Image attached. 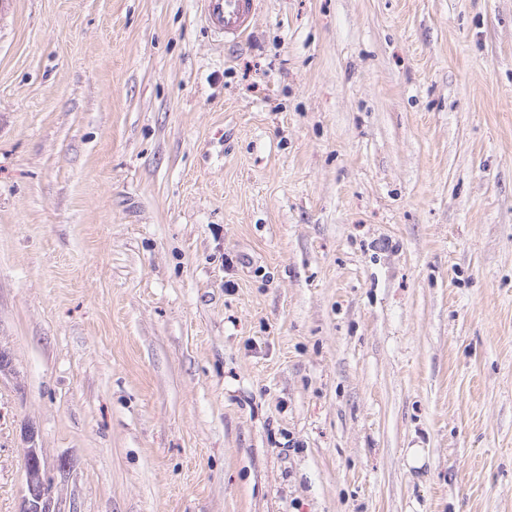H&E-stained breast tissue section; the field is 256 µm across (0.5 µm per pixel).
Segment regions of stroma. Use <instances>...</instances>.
<instances>
[{
	"instance_id": "obj_1",
	"label": "stroma",
	"mask_w": 512,
	"mask_h": 512,
	"mask_svg": "<svg viewBox=\"0 0 512 512\" xmlns=\"http://www.w3.org/2000/svg\"><path fill=\"white\" fill-rule=\"evenodd\" d=\"M199 13L0 0V512H512V0ZM207 25L224 41L237 42L252 28L258 0H200ZM33 477L29 476L28 491L22 499L19 512H61L58 501L51 495V485H41L38 491H34Z\"/></svg>"
}]
</instances>
